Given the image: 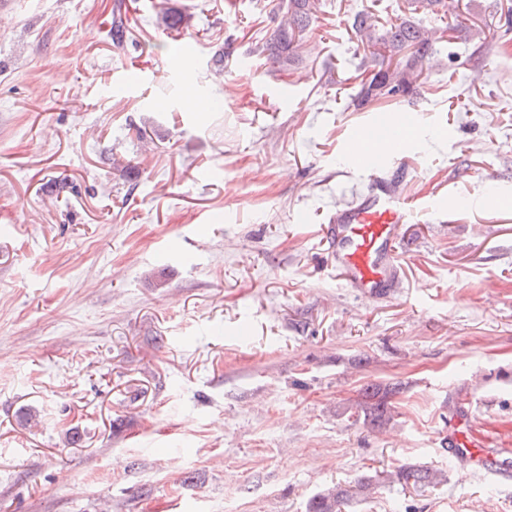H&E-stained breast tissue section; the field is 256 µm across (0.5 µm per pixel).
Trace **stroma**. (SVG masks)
<instances>
[{
    "instance_id": "stroma-1",
    "label": "stroma",
    "mask_w": 512,
    "mask_h": 512,
    "mask_svg": "<svg viewBox=\"0 0 512 512\" xmlns=\"http://www.w3.org/2000/svg\"><path fill=\"white\" fill-rule=\"evenodd\" d=\"M460 2L413 95L361 106L372 0H331L287 72L251 52L279 0H172L177 33L161 0L0 13V512H306L406 463L445 478L342 512H512V476L442 447L460 415L512 468V47L469 36L512 0ZM402 109L417 207L394 288L360 295L320 228L368 184L350 144ZM369 385L399 388L380 429L350 417ZM376 476L365 474L354 481V485H336L312 497L307 512H341V506L354 494L369 495L377 488Z\"/></svg>"
}]
</instances>
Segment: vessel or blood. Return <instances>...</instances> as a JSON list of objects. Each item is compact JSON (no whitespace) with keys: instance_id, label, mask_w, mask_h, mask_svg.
Here are the masks:
<instances>
[{"instance_id":"1","label":"vessel or blood","mask_w":512,"mask_h":512,"mask_svg":"<svg viewBox=\"0 0 512 512\" xmlns=\"http://www.w3.org/2000/svg\"><path fill=\"white\" fill-rule=\"evenodd\" d=\"M363 135L392 140V155L398 158L412 140L414 126L407 113L395 112L365 129ZM365 163L372 179L370 189L354 204L336 208L328 224L323 225L322 235L331 265L343 284L360 293L376 294L394 284L392 266L400 229L416 200L389 187L384 160L371 154ZM443 446L474 469L487 471L497 466L494 458L464 440L458 427L449 428Z\"/></svg>"}]
</instances>
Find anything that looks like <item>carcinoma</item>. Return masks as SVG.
Listing matches in <instances>:
<instances>
[{
    "label": "carcinoma",
    "mask_w": 512,
    "mask_h": 512,
    "mask_svg": "<svg viewBox=\"0 0 512 512\" xmlns=\"http://www.w3.org/2000/svg\"><path fill=\"white\" fill-rule=\"evenodd\" d=\"M406 16L387 25L376 20L365 8L350 16V28L359 37L364 54L356 67L366 79L358 92L360 103L377 96L401 98L413 93V83L421 76L425 59L434 47L428 33L411 16L422 14L445 18L459 9V0H404ZM323 0H280L281 19L272 34L254 49L258 57L288 70L301 62L300 49L305 34L312 29L323 12ZM108 35L114 45L123 44L128 29L122 15V5L112 9V24ZM394 387L364 388L365 401L359 405L358 418L375 427L386 425L392 418L391 397ZM444 474L428 466H399L387 474L393 484L421 488L438 484ZM377 488L376 476L365 474L348 486L336 485L312 497L308 512H341V506L353 495H369Z\"/></svg>",
    "instance_id": "1"
}]
</instances>
